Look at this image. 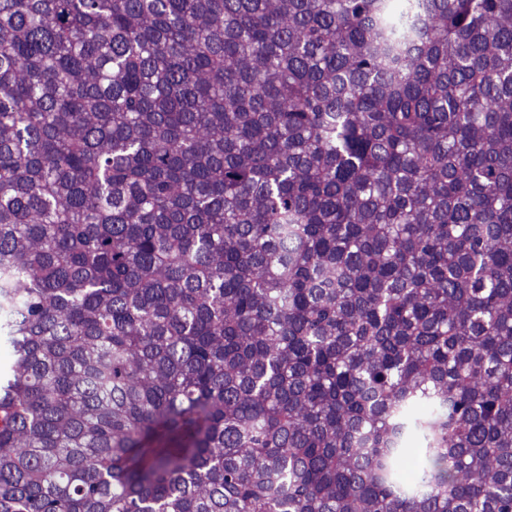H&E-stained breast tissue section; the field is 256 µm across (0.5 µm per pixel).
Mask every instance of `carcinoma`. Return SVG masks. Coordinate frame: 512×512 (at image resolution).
Masks as SVG:
<instances>
[{"label":"carcinoma","mask_w":512,"mask_h":512,"mask_svg":"<svg viewBox=\"0 0 512 512\" xmlns=\"http://www.w3.org/2000/svg\"><path fill=\"white\" fill-rule=\"evenodd\" d=\"M391 4L0 0V512H512V0Z\"/></svg>","instance_id":"1"}]
</instances>
